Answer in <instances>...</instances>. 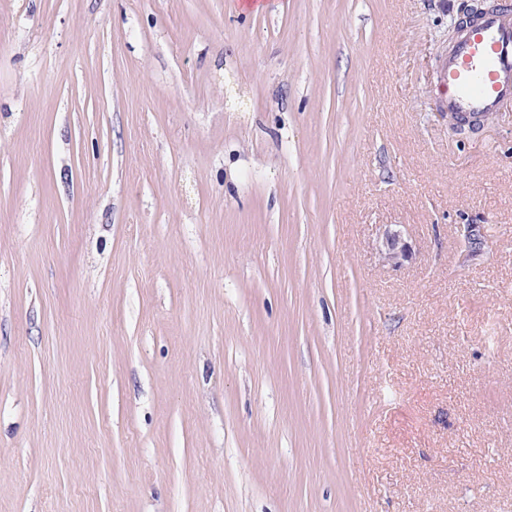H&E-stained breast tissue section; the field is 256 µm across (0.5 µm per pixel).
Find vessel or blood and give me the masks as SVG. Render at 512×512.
Returning a JSON list of instances; mask_svg holds the SVG:
<instances>
[{
	"label": "vessel or blood",
	"instance_id": "b4317fda",
	"mask_svg": "<svg viewBox=\"0 0 512 512\" xmlns=\"http://www.w3.org/2000/svg\"><path fill=\"white\" fill-rule=\"evenodd\" d=\"M446 111L486 116L512 98V18L490 12L475 18L449 55L442 74Z\"/></svg>",
	"mask_w": 512,
	"mask_h": 512
}]
</instances>
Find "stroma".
Here are the masks:
<instances>
[{
	"label": "stroma",
	"instance_id": "stroma-1",
	"mask_svg": "<svg viewBox=\"0 0 512 512\" xmlns=\"http://www.w3.org/2000/svg\"><path fill=\"white\" fill-rule=\"evenodd\" d=\"M463 2L0 0V512H512ZM382 246V260L392 267L401 266L404 261L410 258V248L398 230H386Z\"/></svg>",
	"mask_w": 512,
	"mask_h": 512
}]
</instances>
